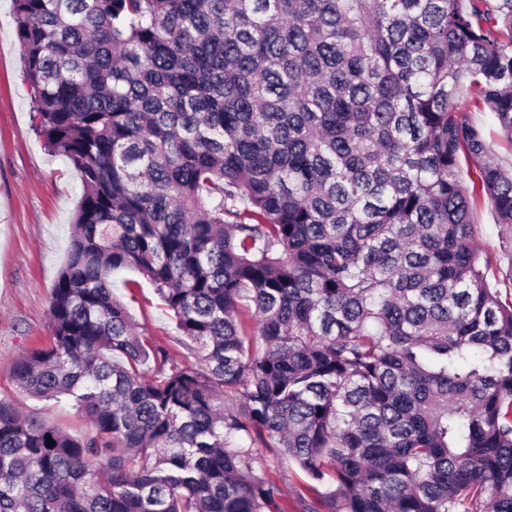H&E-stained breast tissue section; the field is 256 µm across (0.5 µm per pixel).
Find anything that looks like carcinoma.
<instances>
[{"mask_svg": "<svg viewBox=\"0 0 512 512\" xmlns=\"http://www.w3.org/2000/svg\"><path fill=\"white\" fill-rule=\"evenodd\" d=\"M34 129L83 194L51 343L0 398V512H512V0H12ZM155 288L190 369L112 292ZM53 445H48V440ZM459 97L463 104L468 105L472 112L473 121L484 128L487 134V142L491 149L502 159L507 166L512 165V146L509 140L498 130L490 112L479 111L470 105L466 85L459 90ZM475 241L482 258L488 259L487 281L498 290L502 300L512 299V234L507 233L497 218L492 202L481 197L473 212ZM261 456L253 463L254 473L264 479L277 482L284 492L283 508L285 512H299L297 499L305 494V482L302 474L289 463L277 464L271 453L260 448Z\"/></svg>", "mask_w": 512, "mask_h": 512, "instance_id": "carcinoma-1", "label": "carcinoma"}]
</instances>
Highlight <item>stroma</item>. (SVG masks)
Returning <instances> with one entry per match:
<instances>
[{"label":"stroma","mask_w":512,"mask_h":512,"mask_svg":"<svg viewBox=\"0 0 512 512\" xmlns=\"http://www.w3.org/2000/svg\"><path fill=\"white\" fill-rule=\"evenodd\" d=\"M32 92L24 74L16 38L12 0H0V398L16 400L47 422L79 435L90 427L68 401H38L20 395L11 362L49 340L51 291L63 267L70 243V224L78 208L82 185L64 158L45 150L31 118ZM475 241L488 259L487 281L502 299H512V234L498 224L492 202L480 198L473 212ZM137 272H113L112 289L145 327L156 344L167 348L182 365L199 362L180 343L169 311L149 283L136 293L125 284ZM257 476L277 482L285 512H298L305 491L302 474L262 452L253 464Z\"/></svg>","instance_id":"stroma-1"}]
</instances>
